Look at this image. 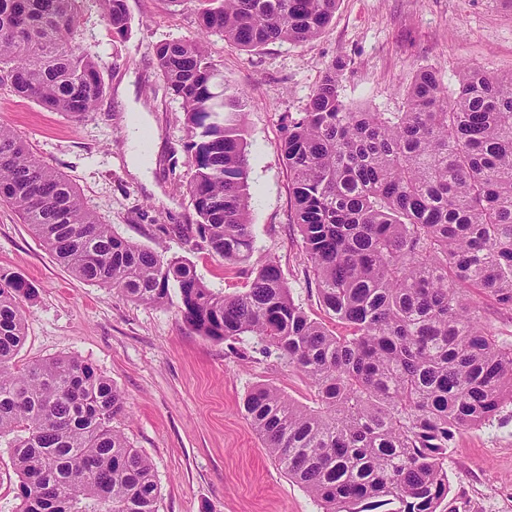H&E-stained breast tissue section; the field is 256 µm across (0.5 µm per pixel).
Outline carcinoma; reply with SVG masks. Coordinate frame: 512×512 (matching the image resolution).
<instances>
[{
  "label": "carcinoma",
  "mask_w": 512,
  "mask_h": 512,
  "mask_svg": "<svg viewBox=\"0 0 512 512\" xmlns=\"http://www.w3.org/2000/svg\"><path fill=\"white\" fill-rule=\"evenodd\" d=\"M77 0H0V85L81 120L106 91L79 48ZM112 33L127 0H97ZM197 34L156 44L166 94L182 101L188 185L202 248L234 267L254 249L246 96L224 88L206 38L245 51L305 43L339 0H194ZM326 69L280 152L293 223L320 302L340 331L295 304L280 267L224 294L182 258L112 231L60 174L0 125V201L13 205L75 277L150 306L176 290L185 322L213 339L249 335L316 392L315 406L260 385L243 410L265 448L324 512H437L448 448L512 403V347L484 325L467 290L512 310V75L466 67L450 92L420 68L402 112L354 109ZM0 268V439H9L20 512H158L151 462L112 421L121 391L90 364L20 365L21 302L36 297Z\"/></svg>",
  "instance_id": "obj_1"
}]
</instances>
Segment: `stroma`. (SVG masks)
Wrapping results in <instances>:
<instances>
[{
  "instance_id": "35a3bbf8",
  "label": "stroma",
  "mask_w": 512,
  "mask_h": 512,
  "mask_svg": "<svg viewBox=\"0 0 512 512\" xmlns=\"http://www.w3.org/2000/svg\"><path fill=\"white\" fill-rule=\"evenodd\" d=\"M131 30L113 36L95 0H78L79 42L97 54L106 92L95 112L75 121L0 86V124L62 174L103 223L126 240L164 257L193 263L210 288L244 291L253 269L276 262L296 304L335 328L305 274L293 222L288 172L279 144L289 116L307 108L326 67L343 70L339 93L349 106L400 112L418 68L428 66L455 88L459 71L475 65L512 73V0H339L332 21L303 44L276 42L254 52L217 35L207 48L228 89L246 94L254 251L228 268L202 250L196 233L175 228L198 222L187 192L192 170L184 148L180 101L166 95L154 46L197 31L193 0H127ZM135 74L134 100L158 133L152 153L156 191L131 175L124 149L127 107L115 89ZM0 268L37 288L24 302L27 364L76 356L110 379L125 397L113 425L147 456L158 483V512H322L292 481L252 429L243 399L270 384L314 404L315 392L275 351L249 336L214 340L185 322L177 303L149 307L114 289L76 278L0 202ZM450 492L439 512H512V405L488 424L461 433L448 451Z\"/></svg>"
}]
</instances>
